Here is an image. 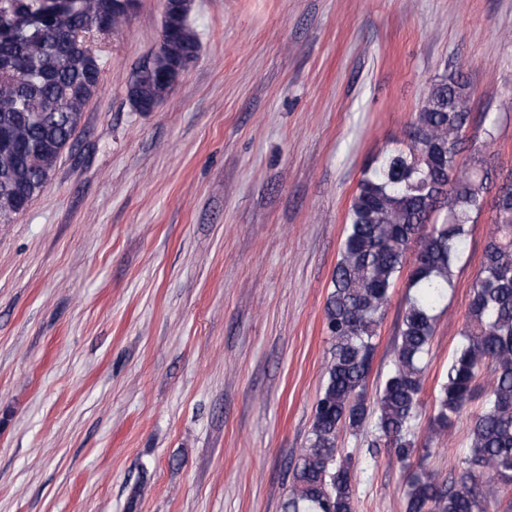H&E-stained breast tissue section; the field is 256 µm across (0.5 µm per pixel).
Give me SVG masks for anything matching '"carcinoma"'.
Returning a JSON list of instances; mask_svg holds the SVG:
<instances>
[{
	"label": "carcinoma",
	"mask_w": 512,
	"mask_h": 512,
	"mask_svg": "<svg viewBox=\"0 0 512 512\" xmlns=\"http://www.w3.org/2000/svg\"><path fill=\"white\" fill-rule=\"evenodd\" d=\"M0 0V220L24 210L48 184L80 127L101 73L100 56L71 33L112 31L131 20L120 0ZM158 49L134 68L127 97L165 99V72L198 49L188 23L191 0ZM471 90L456 74L436 81L417 112L407 148L387 152L352 199L325 305L330 337L314 420L292 472L283 512H355V464L340 436L372 425V448H391L405 462L425 459L463 407L481 401L468 453L447 486L433 473L407 476L405 512L512 509V179L496 191L493 228L472 284L461 342L433 403L429 436L413 433L437 310L454 288L457 265L486 205L487 151L496 119L484 116L471 140ZM404 312L392 347L393 369L368 396V379L392 290L406 266Z\"/></svg>",
	"instance_id": "obj_1"
}]
</instances>
